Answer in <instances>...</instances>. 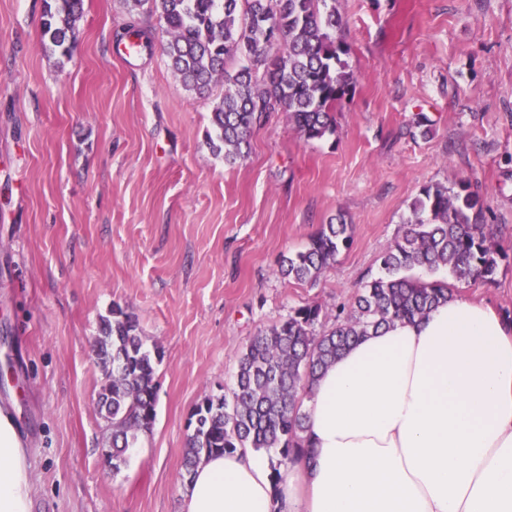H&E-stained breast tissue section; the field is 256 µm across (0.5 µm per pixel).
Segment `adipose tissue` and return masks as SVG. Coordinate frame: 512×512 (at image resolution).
Returning a JSON list of instances; mask_svg holds the SVG:
<instances>
[{"label":"adipose tissue","instance_id":"ef3b65f1","mask_svg":"<svg viewBox=\"0 0 512 512\" xmlns=\"http://www.w3.org/2000/svg\"><path fill=\"white\" fill-rule=\"evenodd\" d=\"M309 455L276 478L250 448L197 467L185 512H512V321L455 295L346 347L303 401ZM0 415V512H32Z\"/></svg>","mask_w":512,"mask_h":512}]
</instances>
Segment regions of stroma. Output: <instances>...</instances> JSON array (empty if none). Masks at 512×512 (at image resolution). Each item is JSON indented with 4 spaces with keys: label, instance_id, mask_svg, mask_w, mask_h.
<instances>
[{
    "label": "stroma",
    "instance_id": "obj_1",
    "mask_svg": "<svg viewBox=\"0 0 512 512\" xmlns=\"http://www.w3.org/2000/svg\"><path fill=\"white\" fill-rule=\"evenodd\" d=\"M336 8L357 82L335 133L305 142L275 112L229 165L207 142L223 84L192 95L158 45L117 56L125 0H84L62 60L41 48L43 0H0V411L30 448L33 512H184L193 409L233 387L258 331L380 276L424 185L469 180L512 249V0ZM339 212L353 238L316 284L279 277ZM455 292L512 310V259ZM115 306L162 354L154 423L117 471L95 354Z\"/></svg>",
    "mask_w": 512,
    "mask_h": 512
}]
</instances>
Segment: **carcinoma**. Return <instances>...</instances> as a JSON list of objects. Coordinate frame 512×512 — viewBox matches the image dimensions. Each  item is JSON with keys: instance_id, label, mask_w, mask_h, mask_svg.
Segmentation results:
<instances>
[{"instance_id": "carcinoma-1", "label": "carcinoma", "mask_w": 512, "mask_h": 512, "mask_svg": "<svg viewBox=\"0 0 512 512\" xmlns=\"http://www.w3.org/2000/svg\"><path fill=\"white\" fill-rule=\"evenodd\" d=\"M131 10L157 16L163 52L173 73L192 94L205 97L224 83L213 107L212 151L233 163L245 156L253 127L272 112H286L300 137L319 141L336 131V108L355 75L342 36L344 22L328 0H127ZM83 0H45L43 50L69 56L79 37ZM131 37L152 51L155 34L132 18L115 43ZM486 200L465 179L448 187L423 186L410 205L406 228L380 256L385 276L367 281L348 305L328 313L319 304L252 336L238 358L229 394L206 397L193 413L182 477L203 460L238 448L279 449L281 462L305 453L299 394L351 343L371 330L426 315L453 295L445 281L414 277L415 268L446 270L459 282H491L507 252L485 223ZM354 225L336 214L307 247L282 258L278 274L314 284L349 246ZM97 356L112 381L102 386L98 407L111 431L112 470L152 426L156 411L155 361L134 316L119 307L101 320Z\"/></svg>"}]
</instances>
